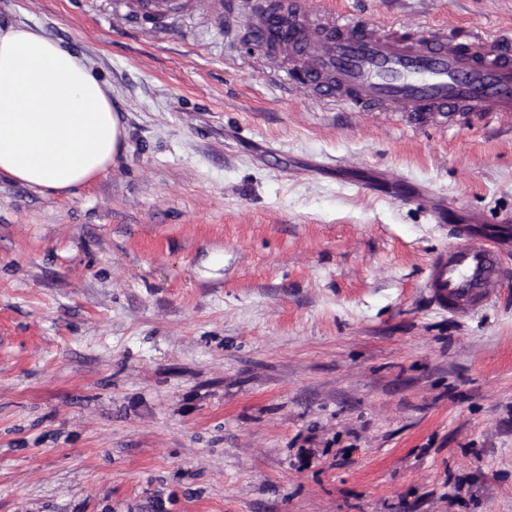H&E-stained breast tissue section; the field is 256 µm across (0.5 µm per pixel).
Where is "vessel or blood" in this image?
<instances>
[{"instance_id": "obj_1", "label": "vessel or blood", "mask_w": 512, "mask_h": 512, "mask_svg": "<svg viewBox=\"0 0 512 512\" xmlns=\"http://www.w3.org/2000/svg\"><path fill=\"white\" fill-rule=\"evenodd\" d=\"M121 6L142 15H169L191 9L192 2L122 0ZM283 16L299 22L288 35L301 55L293 66L294 82L317 96L379 112H512V34L464 43L450 29L401 34L323 17L311 0H284L279 14L250 15L260 46L275 49ZM510 281L512 265L504 261L498 240L474 238L463 229L447 254L435 260L429 286L450 312L464 316Z\"/></svg>"}]
</instances>
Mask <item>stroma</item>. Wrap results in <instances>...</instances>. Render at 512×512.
<instances>
[{"mask_svg":"<svg viewBox=\"0 0 512 512\" xmlns=\"http://www.w3.org/2000/svg\"><path fill=\"white\" fill-rule=\"evenodd\" d=\"M255 2L0 0L125 130L74 193L0 175V512H512V282L465 318L425 287L460 225L512 262V112L315 99ZM314 2L512 30V0ZM122 8L142 15H170L178 11L190 10L197 0H118Z\"/></svg>","mask_w":512,"mask_h":512,"instance_id":"obj_1","label":"stroma"}]
</instances>
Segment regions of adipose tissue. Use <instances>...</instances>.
I'll return each instance as SVG.
<instances>
[{
    "label": "adipose tissue",
    "instance_id": "1",
    "mask_svg": "<svg viewBox=\"0 0 512 512\" xmlns=\"http://www.w3.org/2000/svg\"><path fill=\"white\" fill-rule=\"evenodd\" d=\"M123 130L102 84L71 51L0 26V174L67 194L111 165Z\"/></svg>",
    "mask_w": 512,
    "mask_h": 512
}]
</instances>
